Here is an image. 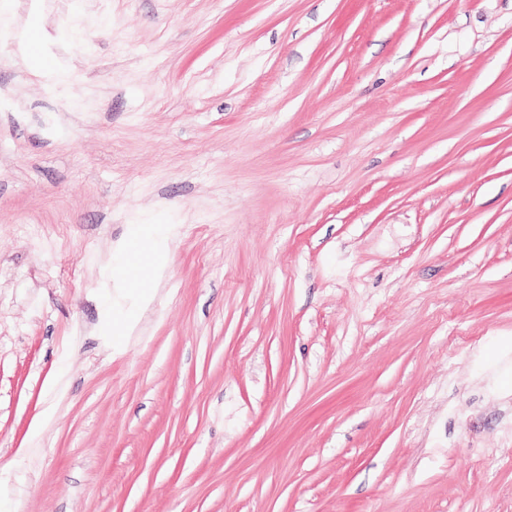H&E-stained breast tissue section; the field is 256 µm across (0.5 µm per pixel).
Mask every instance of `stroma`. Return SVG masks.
Segmentation results:
<instances>
[{
  "mask_svg": "<svg viewBox=\"0 0 512 512\" xmlns=\"http://www.w3.org/2000/svg\"><path fill=\"white\" fill-rule=\"evenodd\" d=\"M1 95L0 512H512V0H0Z\"/></svg>",
  "mask_w": 512,
  "mask_h": 512,
  "instance_id": "35a3bbf8",
  "label": "stroma"
}]
</instances>
